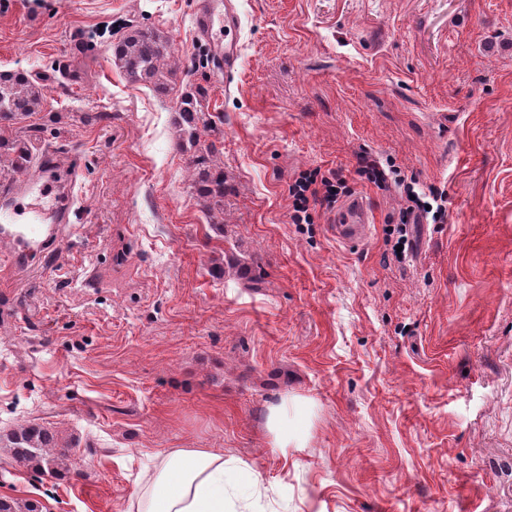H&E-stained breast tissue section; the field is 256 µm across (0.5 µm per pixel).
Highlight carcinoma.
<instances>
[{"instance_id":"1","label":"carcinoma","mask_w":512,"mask_h":512,"mask_svg":"<svg viewBox=\"0 0 512 512\" xmlns=\"http://www.w3.org/2000/svg\"><path fill=\"white\" fill-rule=\"evenodd\" d=\"M115 66L133 85L149 86L167 94L171 90L172 70L166 62L173 56L169 38L149 28H135L111 49ZM44 103L43 85L21 73L0 74V126L8 128L15 121L39 112ZM174 124L180 132L179 147L192 152V166L197 171L194 188L210 213L224 211V172L212 170L210 162L215 145L205 143L203 136L211 128L210 114L201 100L188 91L181 94L175 109ZM7 148L11 169L24 174L33 163L31 136H16L0 141ZM12 456L21 464L39 472L56 473L66 459L68 449L58 445L55 432L43 425H27L6 437ZM0 512H42L36 501L19 504L14 499L0 498Z\"/></svg>"}]
</instances>
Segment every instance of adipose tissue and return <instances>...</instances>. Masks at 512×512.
Returning a JSON list of instances; mask_svg holds the SVG:
<instances>
[{"instance_id": "ef3b65f1", "label": "adipose tissue", "mask_w": 512, "mask_h": 512, "mask_svg": "<svg viewBox=\"0 0 512 512\" xmlns=\"http://www.w3.org/2000/svg\"><path fill=\"white\" fill-rule=\"evenodd\" d=\"M309 424L307 399L283 397L267 422L271 447L283 453L306 447ZM231 483L252 487L257 479L248 471H229L221 451L172 448L144 473L127 512H229L226 489Z\"/></svg>"}]
</instances>
